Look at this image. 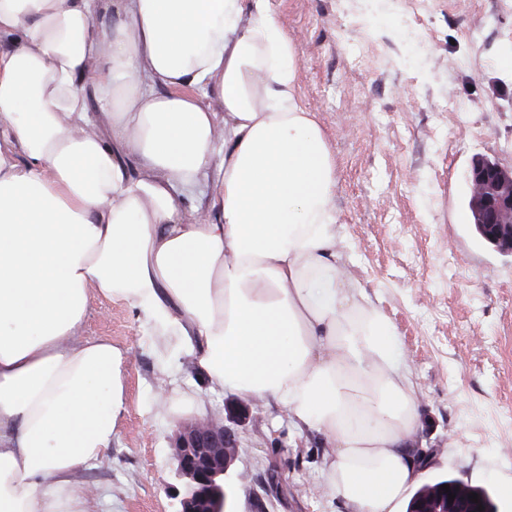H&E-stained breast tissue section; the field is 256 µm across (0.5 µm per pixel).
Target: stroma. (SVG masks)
<instances>
[{
	"instance_id": "35a3bbf8",
	"label": "stroma",
	"mask_w": 512,
	"mask_h": 512,
	"mask_svg": "<svg viewBox=\"0 0 512 512\" xmlns=\"http://www.w3.org/2000/svg\"><path fill=\"white\" fill-rule=\"evenodd\" d=\"M292 40L297 94L315 112L336 164V216L346 266L399 335L420 411L411 445L421 480L447 473L489 488L512 481V256L479 243L464 222L474 157L512 168V0H269ZM89 337L122 350L124 405L109 459L85 473L88 512H175L171 446L195 418L182 392L217 414L230 392L205 393L190 362L165 364L180 337L148 343L136 311L92 300ZM172 415L153 411L158 390ZM232 508L346 512L327 497L328 446L297 436L263 409L239 426Z\"/></svg>"
}]
</instances>
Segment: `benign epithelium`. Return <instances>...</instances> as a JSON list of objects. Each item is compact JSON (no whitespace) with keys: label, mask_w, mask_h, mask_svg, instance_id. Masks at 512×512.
I'll use <instances>...</instances> for the list:
<instances>
[{"label":"benign epithelium","mask_w":512,"mask_h":512,"mask_svg":"<svg viewBox=\"0 0 512 512\" xmlns=\"http://www.w3.org/2000/svg\"><path fill=\"white\" fill-rule=\"evenodd\" d=\"M474 224L490 230L497 252L512 255V169L486 156L476 157L467 177ZM256 401H240L223 415L187 421L171 448L177 485L176 512H228L224 479L243 451L233 426L254 422Z\"/></svg>","instance_id":"obj_1"}]
</instances>
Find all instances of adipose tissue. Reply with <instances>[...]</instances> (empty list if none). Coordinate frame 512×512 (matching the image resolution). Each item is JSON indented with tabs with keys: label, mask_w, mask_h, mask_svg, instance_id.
I'll return each instance as SVG.
<instances>
[{
	"label": "adipose tissue",
	"mask_w": 512,
	"mask_h": 512,
	"mask_svg": "<svg viewBox=\"0 0 512 512\" xmlns=\"http://www.w3.org/2000/svg\"><path fill=\"white\" fill-rule=\"evenodd\" d=\"M1 42L0 512H87L77 478L124 403L122 353L77 337L95 297L323 438L349 512H397L418 404L345 271L335 163L268 0H0Z\"/></svg>",
	"instance_id": "adipose-tissue-1"
}]
</instances>
